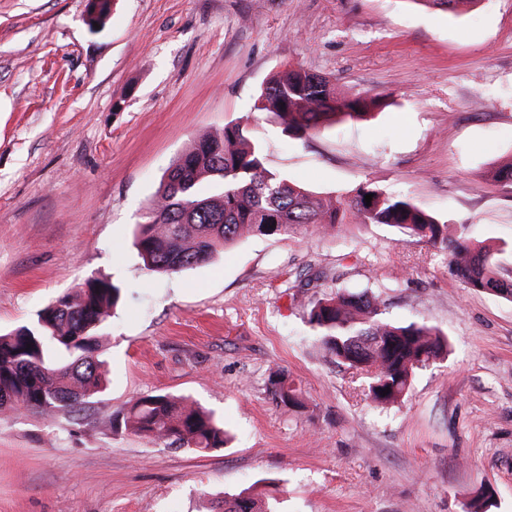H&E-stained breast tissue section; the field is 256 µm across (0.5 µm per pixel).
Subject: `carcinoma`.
Here are the masks:
<instances>
[{"instance_id":"obj_1","label":"carcinoma","mask_w":512,"mask_h":512,"mask_svg":"<svg viewBox=\"0 0 512 512\" xmlns=\"http://www.w3.org/2000/svg\"><path fill=\"white\" fill-rule=\"evenodd\" d=\"M112 0H90L87 24L105 25ZM377 97L351 95L329 80L289 64L266 83L256 109L275 115L288 136L307 140L345 119L362 120L381 107ZM512 193V158L491 173ZM372 195L366 205L365 195ZM344 224H381L417 237L452 256L466 288L512 301V282L499 279L496 248L475 244L409 199L370 183L322 198L270 170L264 145L246 135L239 120L195 140L167 170L141 216L134 246L143 268L179 274L209 262L243 237L286 236L312 226L333 236ZM122 288L90 277L37 313L35 320L0 332V409L54 418L78 414L104 392L100 339ZM316 341L336 362L368 375L376 405L403 396L420 366L446 347L441 333L417 322L397 325L384 317L378 297L338 289L307 304ZM390 388L387 395L382 389ZM273 402L301 408L288 379H268ZM118 424L153 441L203 452L224 447V423L185 397L153 393L121 412ZM212 512H277L275 502L248 488L226 496Z\"/></svg>"}]
</instances>
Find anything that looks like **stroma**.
Masks as SVG:
<instances>
[{"label":"stroma","instance_id":"35a3bbf8","mask_svg":"<svg viewBox=\"0 0 512 512\" xmlns=\"http://www.w3.org/2000/svg\"><path fill=\"white\" fill-rule=\"evenodd\" d=\"M0 0V331L84 279L122 300L103 330L110 383L80 414L0 412V512H208L277 484L279 512H512V302L470 291L448 253L384 225L239 240L180 274L147 273L136 226L172 163L247 119L267 165L321 197L370 182L497 246L512 279V0ZM300 64L386 107L301 141L254 109ZM379 295L447 356L397 402L314 340L304 301ZM301 392L277 406L272 372ZM164 392L223 418L224 447L168 448L113 426Z\"/></svg>","mask_w":512,"mask_h":512}]
</instances>
